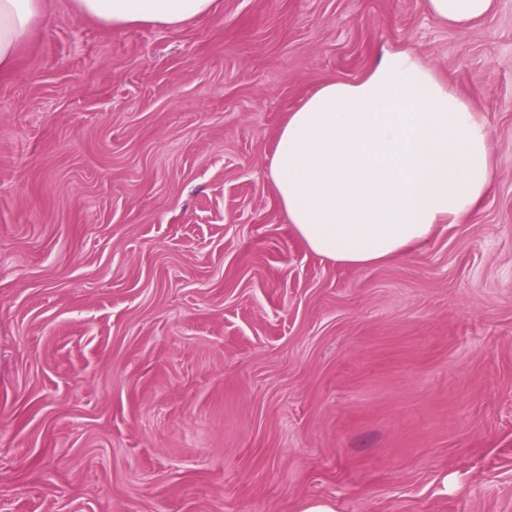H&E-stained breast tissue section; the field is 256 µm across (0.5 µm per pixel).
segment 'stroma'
<instances>
[{
	"label": "stroma",
	"instance_id": "obj_1",
	"mask_svg": "<svg viewBox=\"0 0 512 512\" xmlns=\"http://www.w3.org/2000/svg\"><path fill=\"white\" fill-rule=\"evenodd\" d=\"M408 48L496 176L408 258L309 251L288 113ZM512 512V0H216L176 29L46 0L0 77V512ZM428 12L442 25L464 27L489 15L496 0H426Z\"/></svg>",
	"mask_w": 512,
	"mask_h": 512
}]
</instances>
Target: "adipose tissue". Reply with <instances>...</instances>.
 <instances>
[{
  "label": "adipose tissue",
  "mask_w": 512,
  "mask_h": 512,
  "mask_svg": "<svg viewBox=\"0 0 512 512\" xmlns=\"http://www.w3.org/2000/svg\"><path fill=\"white\" fill-rule=\"evenodd\" d=\"M109 27L178 28L214 0H74ZM442 25L464 27L496 0H426ZM44 11V0H0V74ZM484 116L412 51H382L353 82H330L288 115L269 174L288 222L316 255L348 267L395 262L441 224L470 214L494 178Z\"/></svg>",
  "instance_id": "obj_1"
}]
</instances>
